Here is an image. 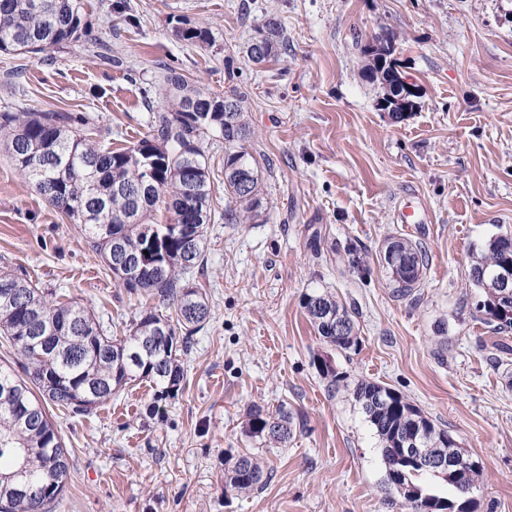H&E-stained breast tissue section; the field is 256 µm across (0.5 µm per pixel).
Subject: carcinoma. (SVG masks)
<instances>
[{"mask_svg":"<svg viewBox=\"0 0 512 512\" xmlns=\"http://www.w3.org/2000/svg\"><path fill=\"white\" fill-rule=\"evenodd\" d=\"M84 0H0V53L43 54L88 35L82 25ZM190 44L206 42L208 29H176ZM281 22L268 19L245 47L249 61L261 65L276 52ZM394 34L376 35L364 48L366 77L381 89V99L395 105L401 119L415 105L397 100V77L387 64ZM167 85L171 108L155 116L149 133L128 146H104L81 133L90 125L83 112L0 113V146L15 162L28 185L58 212L79 225L89 249L131 294L171 307L167 318L143 308L122 336L78 303L53 297L22 274L0 270V338L14 349L25 377L0 367V512H49L61 497L70 458L48 414L54 405L80 416L112 399L134 381L153 388L149 411L177 395L184 379L180 356L194 335L210 321L206 294L188 275L204 262L205 232L215 217L214 182L205 148L224 144V220L254 222L263 208L262 171L249 149L254 131L245 118L247 96L233 87L208 92L172 71ZM196 110H191V107ZM248 174V187L240 178ZM163 208L165 222L151 221ZM396 293L413 295L419 287L427 253L420 243L389 238L380 251ZM512 263V236L493 235L473 254L469 280L478 290L475 309L501 333L512 329V288L496 279L504 263ZM303 307L318 336L329 346L354 350L359 336L346 308L327 293L304 297ZM317 370L336 390L344 377L325 358ZM353 396L381 443L386 470L396 466L408 441L417 438L447 459L465 460L459 475L438 472L459 500L458 512H469L484 471L481 459L467 453L449 431L422 415L403 395L362 380ZM295 417L286 409L274 413L261 406L247 412L243 432L269 444L284 446L293 437ZM430 471L406 467L399 494L409 512L453 508L449 500L427 492L417 479ZM264 463L251 453L224 461V486L246 493L264 486Z\"/></svg>","mask_w":512,"mask_h":512,"instance_id":"cac0c4a2","label":"carcinoma"}]
</instances>
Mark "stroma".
I'll return each mask as SVG.
<instances>
[{
  "label": "stroma",
  "mask_w": 512,
  "mask_h": 512,
  "mask_svg": "<svg viewBox=\"0 0 512 512\" xmlns=\"http://www.w3.org/2000/svg\"><path fill=\"white\" fill-rule=\"evenodd\" d=\"M89 37L44 58L0 54V112H84L96 141L120 147L168 111L167 69L205 90L236 85L261 154L267 208L252 224L216 218L192 281L212 318L183 363L178 395L152 416L133 382L85 416L49 414L70 452L52 512H400L379 440L352 388L402 394L485 474L473 512H512V380L475 313L474 249L512 234V0H88ZM278 18L288 47L249 63L248 41ZM208 28V42L176 28ZM395 35L418 85L396 122L377 105L361 52ZM412 204L420 223L398 212ZM422 243L415 297H398L379 251ZM0 267L91 306L120 329L144 298L120 288L76 225L18 175L0 148ZM328 292L356 324L357 349L319 340L303 308ZM330 358L329 391L313 359ZM287 407L303 425L283 448L242 432L251 406ZM260 457L270 477L224 492L226 456Z\"/></svg>",
  "instance_id": "obj_1"
}]
</instances>
